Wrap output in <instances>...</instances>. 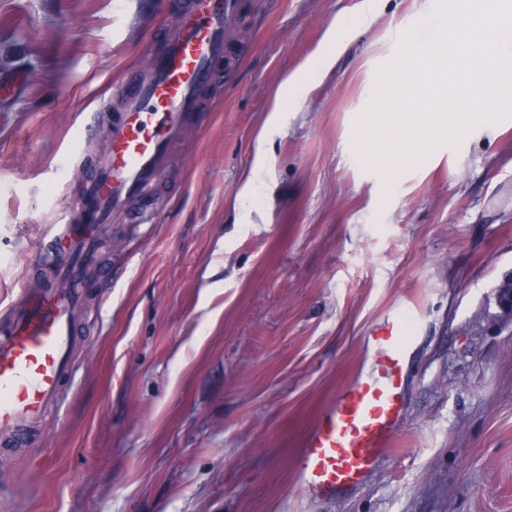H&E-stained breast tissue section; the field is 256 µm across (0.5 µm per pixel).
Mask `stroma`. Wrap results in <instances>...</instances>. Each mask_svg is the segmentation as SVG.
Returning a JSON list of instances; mask_svg holds the SVG:
<instances>
[{"label":"stroma","instance_id":"35a3bbf8","mask_svg":"<svg viewBox=\"0 0 512 512\" xmlns=\"http://www.w3.org/2000/svg\"><path fill=\"white\" fill-rule=\"evenodd\" d=\"M436 0H242L154 203L101 225L72 372L0 442V512H512V116L399 174L358 154L377 73ZM179 0H0V314L111 147ZM350 34L330 67L325 32ZM304 79L294 102L287 76ZM278 126L268 127L273 106ZM104 117L86 127L85 114ZM414 304L404 419L363 483L296 461L387 312ZM495 301L501 317L512 322V272L507 274L497 285Z\"/></svg>","mask_w":512,"mask_h":512}]
</instances>
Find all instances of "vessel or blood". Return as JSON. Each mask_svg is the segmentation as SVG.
I'll return each mask as SVG.
<instances>
[{
  "mask_svg": "<svg viewBox=\"0 0 512 512\" xmlns=\"http://www.w3.org/2000/svg\"><path fill=\"white\" fill-rule=\"evenodd\" d=\"M181 27L168 34L152 68L134 78L112 117V149L88 191H77L84 219L52 225L58 286L23 295L0 319V435L40 420L71 370L73 311L98 225L113 214L152 205L159 170L188 120L201 111L205 88L221 78L224 0H184ZM413 313L405 309L374 324L360 372L320 413L297 460L306 489L331 496L360 484L392 445L403 420V368Z\"/></svg>",
  "mask_w": 512,
  "mask_h": 512,
  "instance_id": "1",
  "label": "vessel or blood"
}]
</instances>
